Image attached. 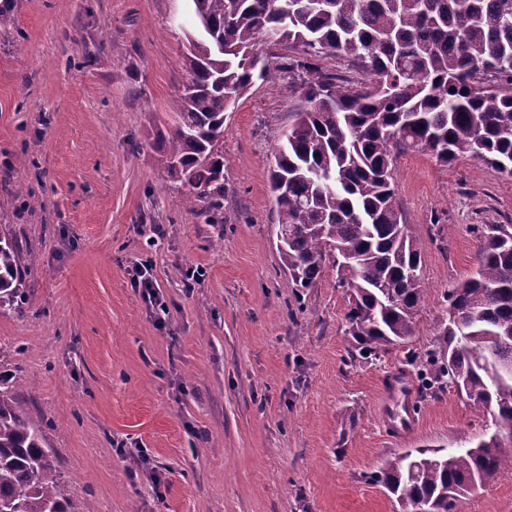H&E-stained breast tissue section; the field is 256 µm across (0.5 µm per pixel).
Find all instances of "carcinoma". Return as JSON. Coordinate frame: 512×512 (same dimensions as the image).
<instances>
[{"mask_svg": "<svg viewBox=\"0 0 512 512\" xmlns=\"http://www.w3.org/2000/svg\"><path fill=\"white\" fill-rule=\"evenodd\" d=\"M189 78L162 137L185 200L215 224L224 200V112L272 71L305 101L270 168L279 249L308 288L333 259L347 289L348 333L359 356L406 342L426 299L421 251L394 184L397 155L443 166L470 154L512 178V0H191ZM261 43L294 53L273 63ZM351 58L361 77L323 65ZM475 273L444 295L448 322L414 378L417 393L454 387L494 418L497 433L443 454L411 448L375 475L406 508L458 512L464 495L512 469V224H477ZM16 243L0 236V314L27 299ZM0 512H73L43 431L0 375Z\"/></svg>", "mask_w": 512, "mask_h": 512, "instance_id": "obj_1", "label": "carcinoma"}]
</instances>
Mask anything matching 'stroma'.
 <instances>
[{"label":"stroma","instance_id":"obj_1","mask_svg":"<svg viewBox=\"0 0 512 512\" xmlns=\"http://www.w3.org/2000/svg\"><path fill=\"white\" fill-rule=\"evenodd\" d=\"M0 29V235L34 262L0 315V373L40 423L74 512H400L374 476L410 448L453 452L492 416L452 388L387 435L380 394L413 373L477 267L476 224H512V179L411 152L395 189L421 250L413 336L355 357L332 268L282 269L272 152L302 106L284 75L224 114L223 221L180 203L161 134L185 79L189 0H11ZM165 303L157 324L136 264ZM459 512H512V471Z\"/></svg>","mask_w":512,"mask_h":512}]
</instances>
